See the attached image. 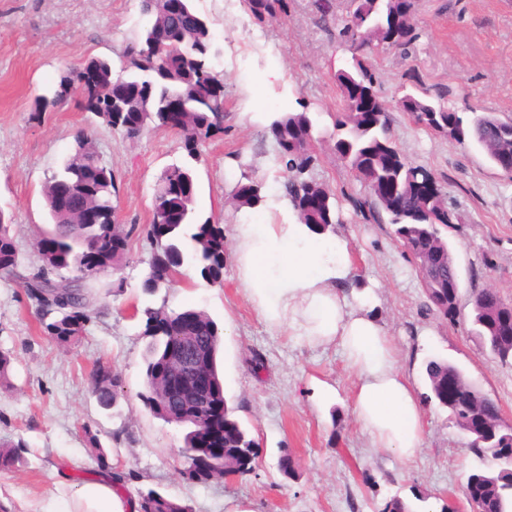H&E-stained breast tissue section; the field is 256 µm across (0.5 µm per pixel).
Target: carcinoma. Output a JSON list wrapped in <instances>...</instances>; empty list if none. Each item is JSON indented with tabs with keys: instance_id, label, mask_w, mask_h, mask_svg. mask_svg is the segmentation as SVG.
Wrapping results in <instances>:
<instances>
[{
	"instance_id": "1",
	"label": "carcinoma",
	"mask_w": 512,
	"mask_h": 512,
	"mask_svg": "<svg viewBox=\"0 0 512 512\" xmlns=\"http://www.w3.org/2000/svg\"><path fill=\"white\" fill-rule=\"evenodd\" d=\"M354 9L350 22L355 24L364 36L373 43L374 51L386 47L400 48L409 53L419 39L417 25L401 23L388 26L384 19L383 0H352ZM141 12L148 17L147 24L123 52L119 72H114L111 61L96 58L104 72L109 97H119L133 90L134 85H152V105L142 114L132 113V127H115L112 113L97 112L106 126L117 129L132 139L145 130H164V100L174 94L182 95L188 101L187 127L178 134L180 147L186 153L187 161L168 167L160 177L154 194L152 216L147 224H119L115 220L112 198L117 186L112 170L105 169L102 181L96 191V199L104 208L100 224L82 225L71 223L63 207L66 199L77 192L94 186V179L88 177V167L98 160L93 148L91 135L82 132L75 139L72 153L62 167L54 172L44 186L46 206L53 222V229L42 238L45 249L41 266L37 272L22 277V287L34 299L44 314H56L45 325L47 331H56L61 343L75 340L83 333L90 319L92 298L87 291L88 277L80 274L77 266L91 263L99 271L117 270L127 255L133 240L145 241L150 249V263L162 261L176 272L184 263L185 244H191L193 264L200 278L213 285L224 284V266L227 254L224 247V226L206 220L198 221L194 208L195 196L175 199L171 188L193 179V164L200 161L199 151L192 143L201 141L211 133L224 132V101L213 97L211 83L223 79L209 63L214 35L210 20L201 17L198 33L186 38L178 45L180 65L166 80L156 79L159 59L152 56L149 42L152 39L168 40L175 37L182 25V18H165L160 15L157 0H141ZM76 70L69 68L59 76L57 88L50 103H63L70 95L76 82ZM354 82L363 83L381 102L383 115L378 125L363 126L358 119L359 104L348 94V86ZM416 92L392 102L382 93L379 77L367 64L366 55L352 54L349 69L336 74V90L339 106L333 114L335 129L334 149L336 155L346 163L351 177L368 191L360 207L368 208L369 216L379 222L393 226L394 236L414 259L441 250L448 245L441 229L454 223L455 214L448 207L447 192L439 193L424 200L409 199L408 208L401 213H392L382 201V192L387 180L395 178L400 186L430 176L421 166L412 164L399 148L390 126L389 113L400 110L409 115L419 127L448 136L461 146L470 144L480 148L488 160L504 151L512 153V122L503 121L495 115L470 109V116L445 106V93L430 92L421 83H415ZM313 120L308 112L275 113L266 127V134L273 138L294 137L300 140L298 150L281 155L285 161V196L302 224L316 232H326L340 223L337 214L335 191L327 184L313 177L304 176L310 165L311 142L314 141ZM264 182L257 176H245L231 190L234 210L253 209L263 201ZM180 212L179 222L169 225L166 242L159 245L152 236L153 226L171 208ZM17 251L12 235L0 237V272L7 276L17 275ZM416 271L427 299V308L439 317L454 322L462 318L460 305L441 312L434 306V296L445 290L448 280L456 274L454 261L436 259L428 267L416 266ZM486 289L472 292L469 300V321L474 334L489 352L502 364L512 363V346L499 342L492 326L496 312L482 302ZM145 325L143 335L149 338L145 348L146 394L142 395L145 408L151 414L168 423H175L186 429L184 447L194 448L204 440L206 432L212 431L224 439V457L217 460L215 477L224 473V459H232L239 473L253 470L256 458V443L247 429L233 415V409L224 407V419L211 424L191 416L180 399L169 395L161 396L156 379L168 350L185 341L186 365L190 370H210L218 383H223L218 368V355L222 341L217 322L204 311H196V322L187 329L171 325L179 316L174 310L162 306L143 310ZM448 368L450 362L433 357L427 360L425 372L431 395L428 399L441 408L448 407ZM92 390L99 404L108 408L115 401V392L110 372L99 368L94 373ZM458 406L455 415L459 418L470 412L477 403L479 390L470 382L458 386ZM477 465L466 476L462 489L475 483L491 485L483 497L480 512H512V463L499 460L495 454V443H481L472 450ZM141 512H174L173 504L180 506V512H191L189 505L170 496L150 489L140 493Z\"/></svg>"
}]
</instances>
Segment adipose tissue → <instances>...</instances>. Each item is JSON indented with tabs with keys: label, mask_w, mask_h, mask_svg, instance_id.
<instances>
[{
	"label": "adipose tissue",
	"mask_w": 512,
	"mask_h": 512,
	"mask_svg": "<svg viewBox=\"0 0 512 512\" xmlns=\"http://www.w3.org/2000/svg\"><path fill=\"white\" fill-rule=\"evenodd\" d=\"M240 289L265 324L312 346H339L354 376L352 407L376 448L413 461L424 445V412L385 325L347 282L355 273L343 232L312 233L296 214L287 222L234 225ZM136 500L98 484L57 498L40 512H138Z\"/></svg>",
	"instance_id": "obj_1"
}]
</instances>
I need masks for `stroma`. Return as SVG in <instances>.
Returning a JSON list of instances; mask_svg holds the SVG:
<instances>
[{
	"label": "stroma",
	"mask_w": 512,
	"mask_h": 512,
	"mask_svg": "<svg viewBox=\"0 0 512 512\" xmlns=\"http://www.w3.org/2000/svg\"><path fill=\"white\" fill-rule=\"evenodd\" d=\"M287 14L257 24L243 0L225 12L224 0H194L212 23L220 47L211 64L224 75L222 134L199 148L195 211L199 219L243 222L228 193L243 175L263 179L266 221L282 220L285 165L265 134L274 112H310L315 122L310 176L338 192V205L358 285H366L375 312L400 349L419 396L428 393L424 363L450 360L497 403L512 424V365L495 360L469 331L427 312L411 255L391 225L366 220L356 201L366 192L333 149L335 75L351 54L315 24V0H288ZM420 37L410 54L391 48L372 62L386 98L412 91L406 72L446 93L458 110L475 107L512 119V0H415ZM140 0H0V210L13 224L17 277H0V353L11 359L10 389H0V442L19 445L21 460L0 468V512H25L61 493L97 483L130 498L154 489L189 504L193 512H232L251 502L255 512H383L390 498H426L431 512L455 500L476 459L448 413L427 401L426 441L410 463L372 447L351 406L353 375L333 345L307 346L270 330L238 288L234 262L223 287L204 282L190 266L175 283L146 295L141 281L148 247L132 243L119 270L90 287L97 309L77 340L50 336L19 281L39 263L37 242L49 229L43 196L47 178L74 148L82 129L93 136L101 163L115 176L116 220L147 223L162 172L184 162L179 138L147 131L126 139L77 101L38 108L62 70L92 57L120 65L134 31L142 28ZM266 39L253 48L249 34ZM281 79L268 83L269 73ZM399 148L414 164L448 181V205L460 221L443 235L454 255L462 300L491 286L512 303V175L495 169L476 147L429 133L402 112L390 115ZM151 305L208 312L231 319L222 374L225 396L256 442L254 469L232 479H187L179 455L184 428L154 417L144 406L146 339L135 309ZM110 368L116 403L99 406L92 373ZM290 455L295 475L283 476Z\"/></svg>",
	"instance_id": "stroma-1"
}]
</instances>
